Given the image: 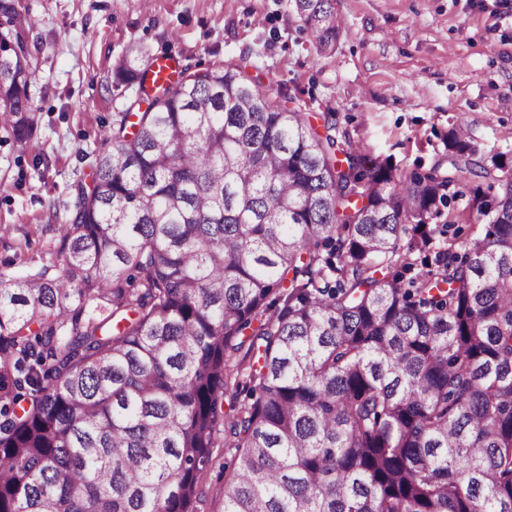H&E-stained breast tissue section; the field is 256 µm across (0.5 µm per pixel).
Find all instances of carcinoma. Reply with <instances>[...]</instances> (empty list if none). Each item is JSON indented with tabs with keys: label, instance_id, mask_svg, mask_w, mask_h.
<instances>
[{
	"label": "carcinoma",
	"instance_id": "cac0c4a2",
	"mask_svg": "<svg viewBox=\"0 0 512 512\" xmlns=\"http://www.w3.org/2000/svg\"><path fill=\"white\" fill-rule=\"evenodd\" d=\"M321 52L334 0H294ZM36 24L0 0L22 150ZM130 46L115 92L131 77ZM76 185L59 264L0 275V512H512V152L403 175L238 67L142 89ZM484 225L458 241V202ZM251 332L248 402L224 417ZM217 445L211 449V460L200 477V488L203 502L200 505L204 512H224V470L235 454V448L224 447V425H220L217 434Z\"/></svg>",
	"mask_w": 512,
	"mask_h": 512
}]
</instances>
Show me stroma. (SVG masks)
I'll return each instance as SVG.
<instances>
[{
	"label": "stroma",
	"instance_id": "1",
	"mask_svg": "<svg viewBox=\"0 0 512 512\" xmlns=\"http://www.w3.org/2000/svg\"><path fill=\"white\" fill-rule=\"evenodd\" d=\"M36 24L32 145L0 129V273L55 262L74 187L90 183L103 132L140 93L112 90L127 47L191 73L234 63L280 102L340 127L378 159L410 173L447 152L465 116L486 156L512 149V0H336L343 30L321 53L292 0H21ZM216 445L200 477L202 512H224Z\"/></svg>",
	"mask_w": 512,
	"mask_h": 512
}]
</instances>
